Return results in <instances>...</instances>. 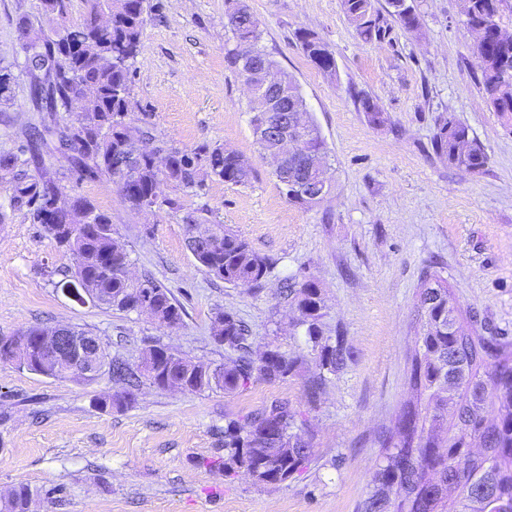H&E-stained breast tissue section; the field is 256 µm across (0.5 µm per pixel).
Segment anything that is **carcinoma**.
I'll use <instances>...</instances> for the list:
<instances>
[{
    "mask_svg": "<svg viewBox=\"0 0 512 512\" xmlns=\"http://www.w3.org/2000/svg\"><path fill=\"white\" fill-rule=\"evenodd\" d=\"M70 0H40L42 12L61 19L59 26L41 40H24L23 69L43 112H64L68 121L53 119L34 128L33 138L51 144L82 177L106 175L118 186L122 199L137 211L177 203L163 195L174 185L197 195L209 181L246 185L252 177L247 158L222 146L200 145L178 149L161 144L149 151L137 147L152 139L148 128L135 127L127 117L132 111L130 67L142 49L145 15L149 0H84L85 16L75 24L66 22ZM461 14L471 31L483 27L476 50L481 83L491 108L501 121L512 126V35L497 21L499 0H461ZM387 13L404 29L418 26L416 0H387ZM343 13L365 43L381 39L383 16L373 0H341ZM112 17V26L100 28L101 15ZM236 46L227 51L232 67L244 81L251 79L253 58L271 57L259 47V23L245 0H235L229 18ZM304 54L325 74L336 75V60L321 40L308 29L295 33ZM11 66L0 65V105L8 104L12 90ZM88 89L94 95L92 108L73 112L74 99ZM367 121L384 122L373 99L357 94ZM256 144L274 155L279 141L253 128ZM300 145L314 153L324 152V140L312 122L300 134ZM432 147L448 165L471 173L488 161L481 144L452 116H441ZM164 152L169 161L161 170L153 154ZM26 147L0 153V179L9 177L11 201L28 210L32 223L40 224L57 244L74 256L68 294L119 311H136L148 300L151 318L161 326L182 324L183 310L168 289L150 278L131 277L130 256L112 234L110 217L95 203L77 197L81 214L74 217L75 240L64 242L68 233L60 224H47L44 214L52 202L50 190L57 181L44 167L29 173L31 159ZM307 167L288 163V185L278 184L288 201L306 209L308 204L294 192V185L311 179ZM186 224L195 235L186 245L195 261L224 282L259 288L269 264L238 234L206 217L188 215ZM280 295L298 312L296 325L305 328L307 342L319 369L331 374L342 371L353 351L341 331L324 337L321 324L325 304L312 280L283 282ZM416 342L407 363V380L413 399L405 402L396 417V433L380 441L373 487L358 512H512V338L490 328L476 311L461 307L448 279L434 269L425 271L414 304ZM216 340L231 354L222 366L224 377L214 382L210 367L196 363L164 345L146 348L138 367L114 357L112 380L122 391L112 403L136 400L141 374L159 388L177 387L200 393L214 387L233 394L253 380H282L294 374L298 358L267 344L258 353L248 343L249 330L235 314L218 311L211 321ZM43 327L25 331L26 355L12 356L0 344V359L47 378L85 377L79 369L46 365L40 340ZM224 476L242 472L260 484L284 482L309 467L313 460L311 428L307 413L286 400H273L224 425ZM31 491L14 489L0 500V512H28Z\"/></svg>",
    "mask_w": 512,
    "mask_h": 512,
    "instance_id": "carcinoma-1",
    "label": "carcinoma"
}]
</instances>
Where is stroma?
I'll use <instances>...</instances> for the list:
<instances>
[{"mask_svg": "<svg viewBox=\"0 0 512 512\" xmlns=\"http://www.w3.org/2000/svg\"><path fill=\"white\" fill-rule=\"evenodd\" d=\"M261 43L294 78L327 147L334 191L304 209L280 192L253 136L249 95L226 58L227 0H150L143 46L131 70L132 125L179 149L221 145L247 157L248 185L207 183L193 196L168 185L179 208L143 213L107 177L82 178L47 147L39 153L65 189L106 212L136 277L168 288L184 311L176 328L147 314L81 304L62 290L74 259L10 202L0 182V337L35 325L72 324L100 336L111 356L136 362L154 340L190 358L222 364L211 333L216 311L234 313L253 345L274 344L303 363L296 376L250 383L235 394L142 385L135 403L99 409L119 386L52 379L0 361V494L30 488V512H357L376 471L379 440L411 396L415 295L438 264L463 308L512 334V129L489 107L474 38L460 0H416L417 31L390 22L384 39L361 42L341 0H247ZM31 37L57 18L40 0H0V61L11 64L13 102L0 107V151L28 144L40 122L22 70L18 20ZM314 33L336 59L320 72L295 38ZM368 93L385 116L368 123L355 100ZM467 126L488 163L477 173L449 166L431 149L439 116ZM207 210L268 259L262 288L235 287L202 270L186 246L187 214ZM314 280L326 304L325 335L344 331L354 352L318 373L303 328L279 295L285 280ZM274 399L308 411L315 460L302 475L265 485L224 476V423Z\"/></svg>", "mask_w": 512, "mask_h": 512, "instance_id": "obj_1", "label": "stroma"}]
</instances>
